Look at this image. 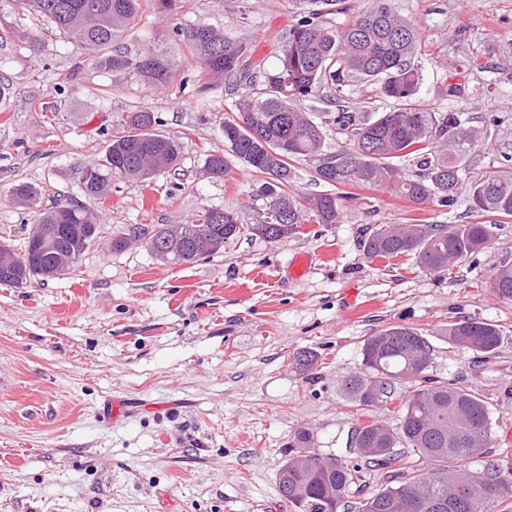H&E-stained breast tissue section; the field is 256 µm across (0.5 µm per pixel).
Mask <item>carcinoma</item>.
<instances>
[{
  "label": "carcinoma",
  "instance_id": "cac0c4a2",
  "mask_svg": "<svg viewBox=\"0 0 512 512\" xmlns=\"http://www.w3.org/2000/svg\"><path fill=\"white\" fill-rule=\"evenodd\" d=\"M23 14L36 13L65 40L97 50L94 65L111 72H133L144 84L168 86L177 72L170 52L157 47L129 55L111 50L112 42L134 23L142 0H14ZM299 18L277 36L278 63L255 62V45L207 23L173 28L190 60L206 80L244 84L231 112L220 121L224 152L206 155L204 169L222 177L230 159L265 175L259 196L266 200L260 219L243 223L237 211L202 207L186 224L176 250L160 262L187 265L217 254L227 240L244 232L268 242L301 234L305 224H334L345 188H386L415 204L454 208L467 192L471 212L512 219V156L466 178L462 160L472 135L463 113L450 106L426 107L419 97L422 75L415 58L422 48L420 27L401 17L392 0H372L353 12L349 0H292ZM336 7L348 17L332 23L320 6ZM375 87L389 105L357 112L348 105L355 84ZM317 100L336 107L318 122L302 108ZM159 120L145 110L131 112L109 133L100 162L77 172L83 196L103 205L112 196V178L144 182L177 169L180 147L154 132ZM333 124L343 142L327 147L326 126ZM311 160L316 178L337 189L316 196L290 190L293 162ZM13 199L27 202L33 217L21 251L0 243V253L18 262L0 265V285L22 288L43 281L51 267L67 274L99 235V218L77 198L43 205L42 189L18 183ZM489 224H380L364 242L373 258L414 255L423 270L440 274L488 245ZM485 286L512 300V265L499 266ZM497 325L464 319L448 326L449 340L481 354L501 345ZM362 370L347 379L343 392L360 415L395 403L396 384L421 377L433 355L429 340L415 329L396 325L363 340ZM392 413L396 425L360 421L352 433L355 460L326 459L313 438L300 430L294 454L278 474V491L295 512H512V476H499L489 459L481 470L474 459L491 456L492 422L481 395L472 389L425 380ZM372 471L387 486L356 501L350 486Z\"/></svg>",
  "mask_w": 512,
  "mask_h": 512
}]
</instances>
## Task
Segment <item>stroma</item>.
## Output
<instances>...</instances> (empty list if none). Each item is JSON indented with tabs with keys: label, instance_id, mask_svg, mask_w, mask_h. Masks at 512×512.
<instances>
[{
	"label": "stroma",
	"instance_id": "1",
	"mask_svg": "<svg viewBox=\"0 0 512 512\" xmlns=\"http://www.w3.org/2000/svg\"><path fill=\"white\" fill-rule=\"evenodd\" d=\"M421 27L420 96L461 110L476 133L469 174L512 155V0H395ZM296 20L291 0H175L161 12L142 0L119 44H177L174 25L200 22L251 40L256 59L277 62L276 38ZM41 38L39 56L19 40ZM478 58L480 68L470 65ZM463 92L450 100L442 74ZM0 241L21 249L31 216L11 197L28 182L79 193L78 169L103 154L108 129L133 111L159 117L177 141L176 172L112 182L98 240L73 271L23 288L0 285V512H294L277 477L298 430L319 453L350 458L357 411L342 382L358 373L363 339L393 325L431 342V378L482 393L493 424V457L512 462V301L485 283L512 264V222L487 248L430 274L414 257H367L378 224H472L466 200L454 209L416 205L377 188L354 191L337 223L307 224L270 243L241 234L211 257L183 266L156 260L145 234L182 224L202 207L256 218L261 175L232 162L204 172L224 148L220 119L236 96L223 81L206 90L144 86L135 74L96 68L39 16L0 0ZM130 245L113 250L112 239ZM299 253L312 269L289 274ZM463 317L498 325L496 355L453 344ZM315 356L305 372L298 353ZM126 400L129 417L103 414Z\"/></svg>",
	"mask_w": 512,
	"mask_h": 512
}]
</instances>
